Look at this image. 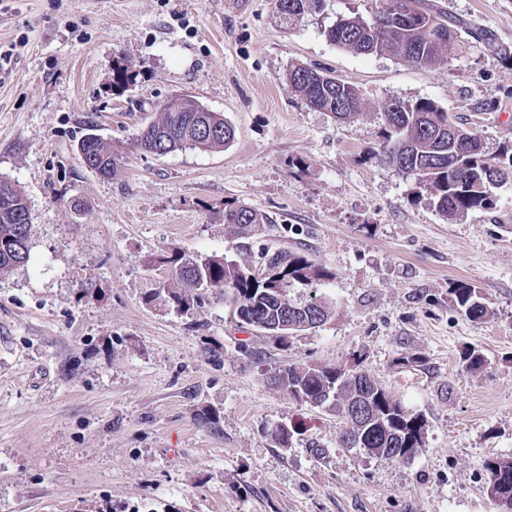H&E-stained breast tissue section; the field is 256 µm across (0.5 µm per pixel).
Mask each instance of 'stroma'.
<instances>
[{
  "instance_id": "stroma-1",
  "label": "stroma",
  "mask_w": 512,
  "mask_h": 512,
  "mask_svg": "<svg viewBox=\"0 0 512 512\" xmlns=\"http://www.w3.org/2000/svg\"><path fill=\"white\" fill-rule=\"evenodd\" d=\"M432 2L463 47L423 70L326 38L372 0L289 23L275 0H0V175L30 212L29 259L0 272V512H503L485 463L512 458V182L448 220L378 132L388 104L424 98L512 145V0ZM117 59L136 75L120 88ZM297 63L359 86L360 112L310 107L288 81ZM185 95L231 142L139 150L141 126ZM90 129L123 146L116 175L82 163ZM229 204L268 221L237 233ZM288 252L326 273L291 298L333 315L286 342L222 297L172 298L174 259L258 270ZM461 282L485 318L459 311ZM469 349L481 371L464 369ZM288 365L367 369L422 415V448L343 447L335 413L271 384Z\"/></svg>"
}]
</instances>
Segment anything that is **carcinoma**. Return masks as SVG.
Wrapping results in <instances>:
<instances>
[{
	"instance_id": "1",
	"label": "carcinoma",
	"mask_w": 512,
	"mask_h": 512,
	"mask_svg": "<svg viewBox=\"0 0 512 512\" xmlns=\"http://www.w3.org/2000/svg\"><path fill=\"white\" fill-rule=\"evenodd\" d=\"M323 0H275L278 13L288 21L322 8ZM378 25L360 15L342 16L326 28L325 34L336 46L360 55L385 52L420 68H432L447 61L460 46V35L445 20L446 14L422 0H401L400 12H391L392 0H375ZM322 71L304 64H293L288 72L295 92L316 110L329 112L345 121L360 111L362 90L348 82L336 83L331 76L323 81ZM198 102L185 96L165 107L154 120L136 135L137 145L145 152L158 149L219 148L233 137L230 126L216 112H198ZM201 123L224 128V135L200 139L192 130ZM380 147L390 162L416 183L430 191L435 208L449 218L463 216L494 206L496 188L512 173V148L502 146L495 152L486 150L484 140L475 132L452 121L447 112L433 101H395L383 112ZM96 172L104 177L116 174L123 160V149L95 134H86L78 143ZM0 271L27 261L29 210L22 192L0 178ZM269 218L246 206L224 207V224L245 230L253 224H266ZM176 276L184 292L175 295L177 304L190 308L202 304L212 292L224 296L240 322L274 334L283 342L288 335L316 328L326 323L332 309L325 301L311 298L312 312L296 327L278 328L285 320L287 307L293 304L288 288L293 283L309 285L325 277L322 270L304 256L274 254L261 273L232 261L209 258L200 263L178 259ZM459 310L480 319L488 309L474 287L461 284L453 290ZM274 380L290 397L313 407L328 406L341 418L366 433L367 454L371 457L405 459L415 455L423 445L425 422L407 411L400 402L365 369L342 370L336 367L290 365L278 370ZM489 486L512 512V460L490 459L486 465Z\"/></svg>"
}]
</instances>
